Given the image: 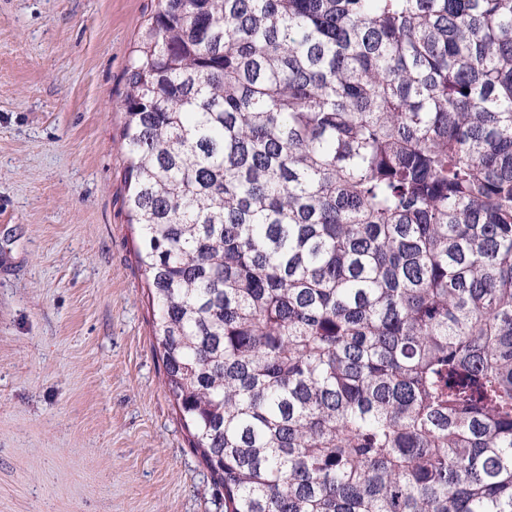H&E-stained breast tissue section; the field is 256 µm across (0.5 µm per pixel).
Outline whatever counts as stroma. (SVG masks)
Here are the masks:
<instances>
[{
  "instance_id": "1",
  "label": "stroma",
  "mask_w": 512,
  "mask_h": 512,
  "mask_svg": "<svg viewBox=\"0 0 512 512\" xmlns=\"http://www.w3.org/2000/svg\"><path fill=\"white\" fill-rule=\"evenodd\" d=\"M157 0H0V512H224L152 336L119 102Z\"/></svg>"
}]
</instances>
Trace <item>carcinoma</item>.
I'll list each match as a JSON object with an SVG mask.
<instances>
[{
	"label": "carcinoma",
	"mask_w": 512,
	"mask_h": 512,
	"mask_svg": "<svg viewBox=\"0 0 512 512\" xmlns=\"http://www.w3.org/2000/svg\"><path fill=\"white\" fill-rule=\"evenodd\" d=\"M120 108L224 512H512V0H158Z\"/></svg>",
	"instance_id": "cac0c4a2"
}]
</instances>
